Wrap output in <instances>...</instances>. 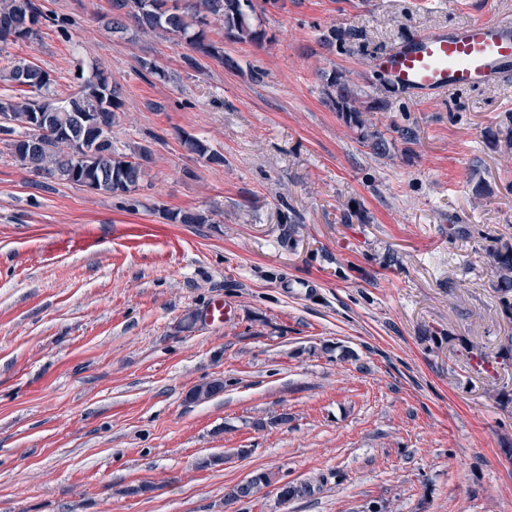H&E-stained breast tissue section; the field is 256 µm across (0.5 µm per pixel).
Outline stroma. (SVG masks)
Returning <instances> with one entry per match:
<instances>
[{"mask_svg":"<svg viewBox=\"0 0 512 512\" xmlns=\"http://www.w3.org/2000/svg\"><path fill=\"white\" fill-rule=\"evenodd\" d=\"M42 3L72 40L43 29L0 66L33 62L62 100L75 61L104 67L113 144L153 161L126 196L46 188L0 142V512H512V314L487 256L512 242V76L418 101L372 67L512 0H254L265 41L213 25L230 63L198 70L173 40L107 32L108 0ZM336 73L385 109L347 122ZM186 210L212 221L164 217ZM216 295L233 314L210 325ZM256 471L274 484L225 502ZM182 141L189 152L205 159L207 163L217 166L223 165V154L211 149L210 146L204 143V141L190 135H186Z\"/></svg>","mask_w":512,"mask_h":512,"instance_id":"obj_1","label":"stroma"}]
</instances>
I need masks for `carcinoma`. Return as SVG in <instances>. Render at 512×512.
<instances>
[{
    "label": "carcinoma",
    "instance_id": "carcinoma-1",
    "mask_svg": "<svg viewBox=\"0 0 512 512\" xmlns=\"http://www.w3.org/2000/svg\"><path fill=\"white\" fill-rule=\"evenodd\" d=\"M253 13V0H111L110 13L102 20L112 34L133 29L183 42L192 50L185 59L199 69L198 55L224 64V48L207 38L213 23L222 25L229 41H264L265 31L251 24ZM44 25L56 28L68 41L73 39L67 20L45 10L41 0H0V53L10 43L35 39ZM76 71L78 90L59 101L46 70L23 58L1 67L0 82L11 84L15 95L0 98V135L7 137L13 159L43 181L111 195L135 192L147 175L152 153L145 146H135L128 153L117 151L112 127L123 106L119 90L97 66L86 75L78 63ZM330 84L335 91L331 105L359 120L357 92L341 76H333ZM183 144L207 163L224 165V155L204 141L187 135ZM168 219L180 224L211 223V216L201 212L172 213ZM489 256L503 307L512 311V245L504 242ZM271 483L272 478L263 473L234 486L226 499L252 496Z\"/></svg>",
    "mask_w": 512,
    "mask_h": 512
}]
</instances>
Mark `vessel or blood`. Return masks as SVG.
Segmentation results:
<instances>
[{
  "mask_svg": "<svg viewBox=\"0 0 512 512\" xmlns=\"http://www.w3.org/2000/svg\"><path fill=\"white\" fill-rule=\"evenodd\" d=\"M375 66L416 100L481 89L512 74V21L486 18L418 34L378 55Z\"/></svg>",
  "mask_w": 512,
  "mask_h": 512,
  "instance_id": "1",
  "label": "vessel or blood"
}]
</instances>
